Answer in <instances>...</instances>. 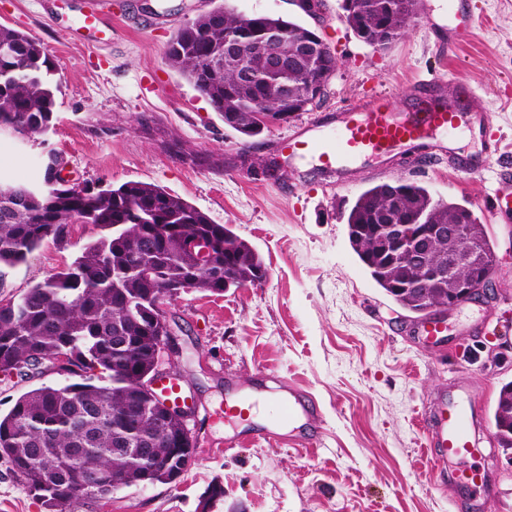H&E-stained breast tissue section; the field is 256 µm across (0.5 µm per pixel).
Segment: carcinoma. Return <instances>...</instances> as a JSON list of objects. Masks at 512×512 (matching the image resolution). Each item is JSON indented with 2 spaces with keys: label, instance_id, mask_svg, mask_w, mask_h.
<instances>
[{
  "label": "carcinoma",
  "instance_id": "obj_1",
  "mask_svg": "<svg viewBox=\"0 0 512 512\" xmlns=\"http://www.w3.org/2000/svg\"><path fill=\"white\" fill-rule=\"evenodd\" d=\"M341 8L357 38L384 51L405 35L417 0H342ZM269 28L280 31L278 50L284 54L293 39L310 33L279 16L218 7L181 27L167 50L169 65L210 102L224 125L247 139L254 137L248 124H234L228 114L247 118L262 110L287 112L292 102L308 94L309 82L320 78V90H325L328 79L322 71L334 72L338 65L327 46L274 74L257 55L250 80L235 68L213 65L227 43L259 44ZM55 71L41 41L0 25L1 131L29 140L50 131L58 88L52 80ZM281 82L288 83L289 102L273 94ZM54 164L51 154L38 184L0 183V268L23 263L47 239L63 240L73 224H91L98 234L70 265L16 301L0 305V372L9 375L39 358L52 362L65 355L66 374L82 381L21 394L7 414H0V459L41 500L45 512H65L73 502L98 500L94 494H78L88 471L106 473L120 465L129 486L144 474L153 483L167 484L177 466L169 459L167 429L178 423L156 418L149 401L133 387L153 365L152 337L165 330L154 323L147 292L192 287L222 295L224 290L215 288V274L252 283L263 260L230 225L213 223L206 213L154 183L128 181L82 191L53 187L47 174ZM391 186L380 182L357 197L345 215L348 240L378 286L402 308L421 314L427 309L418 302L421 284L411 280L408 289L395 291L359 230L361 225L386 223L383 213ZM400 188L405 190L398 212L403 221L411 215L425 224L461 219L477 230L478 248L492 254L485 226L467 206L436 198L418 183ZM154 224H182L183 236L159 238L151 234ZM192 237L219 241L210 265L191 263L184 241ZM145 272L153 273L152 283L143 281ZM500 418L507 426L497 443L512 449V380L499 390L493 420ZM120 441L128 451L117 460L112 448ZM72 448L83 452L72 454Z\"/></svg>",
  "mask_w": 512,
  "mask_h": 512
}]
</instances>
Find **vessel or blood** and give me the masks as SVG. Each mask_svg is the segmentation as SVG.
<instances>
[{
  "label": "vessel or blood",
  "mask_w": 512,
  "mask_h": 512,
  "mask_svg": "<svg viewBox=\"0 0 512 512\" xmlns=\"http://www.w3.org/2000/svg\"><path fill=\"white\" fill-rule=\"evenodd\" d=\"M431 29L436 50L445 56L454 54L471 31L465 0H448L444 23H432ZM446 85L445 77L430 74L414 81L404 114L392 112L387 98L379 95L364 102L362 111L340 113L335 127L320 136L307 142L291 138L284 146L296 156L311 145L323 166L350 167L369 158L399 154L412 144L435 141L463 129L484 136L486 145H495L485 98L466 83H457L451 92ZM447 329L448 315L440 311L420 319L414 332L425 344L434 345L442 340ZM269 406L279 418L291 422L316 409L306 394L294 387L289 388L286 399L270 401ZM258 409L253 391L241 390L227 402L224 417L239 421ZM419 423L427 459L434 470L445 468L449 458L472 454L473 412L457 397L441 394L432 407L423 409ZM454 481L469 488L474 499L485 501L491 497L481 470H456Z\"/></svg>",
  "instance_id": "b4317fda"
}]
</instances>
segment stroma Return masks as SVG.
Listing matches in <instances>:
<instances>
[{"label":"stroma","instance_id":"1","mask_svg":"<svg viewBox=\"0 0 512 512\" xmlns=\"http://www.w3.org/2000/svg\"><path fill=\"white\" fill-rule=\"evenodd\" d=\"M85 2L0 0V24L44 43L59 87L45 143L0 133V179L40 182L54 150L72 181L159 185L230 225L258 251L267 276L220 296L190 288L165 309L183 349L174 374L197 405L195 457L177 483L122 489L67 512H198L217 486L224 495L212 499V512H475L466 488L444 496L418 426L431 397L460 379L467 383L461 398L475 411V452L466 463L496 489L482 512H512V459L492 425L499 389L512 380V213L490 197L499 177L512 176V0H469L472 29L450 57L436 51L427 29L428 18L444 17L445 0H419L406 36L384 51L340 20L341 0H322L317 18L295 0H106L104 33L76 38L71 27ZM220 5L297 21L339 60L317 106L253 138L251 154L280 163V178L241 168L242 136L166 60L176 31ZM429 72L486 97L496 153L486 154L469 133L452 142L458 154L487 155L486 171L468 174L447 157L429 159L426 145L338 171L313 154L293 159L281 150L309 123L335 125L337 113L375 93L405 111L412 80ZM396 180L470 207L497 255L496 289L451 312L438 347L409 335L414 314L363 268L342 218L362 191ZM95 235L71 225L64 240L0 271V303L71 264ZM68 382L53 372L0 374V414L31 389ZM287 383L315 399L319 420L275 424L272 440L260 425L225 423L230 390ZM313 428L321 445L311 451L300 440ZM0 512H43L3 460Z\"/></svg>","mask_w":512,"mask_h":512}]
</instances>
